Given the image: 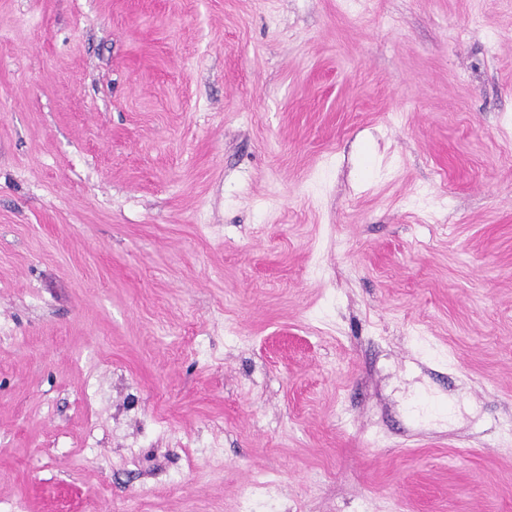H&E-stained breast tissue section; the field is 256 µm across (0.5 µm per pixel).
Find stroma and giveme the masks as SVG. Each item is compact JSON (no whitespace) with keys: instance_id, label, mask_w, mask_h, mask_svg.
<instances>
[{"instance_id":"1","label":"stroma","mask_w":512,"mask_h":512,"mask_svg":"<svg viewBox=\"0 0 512 512\" xmlns=\"http://www.w3.org/2000/svg\"><path fill=\"white\" fill-rule=\"evenodd\" d=\"M512 0H0V512H512Z\"/></svg>"}]
</instances>
